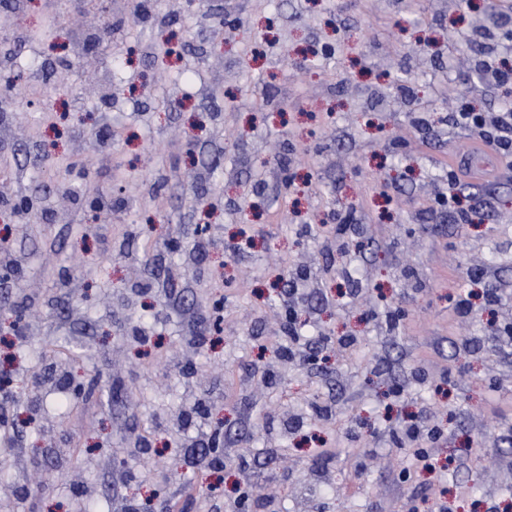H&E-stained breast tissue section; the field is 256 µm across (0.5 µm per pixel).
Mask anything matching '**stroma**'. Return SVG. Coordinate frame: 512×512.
<instances>
[{
  "mask_svg": "<svg viewBox=\"0 0 512 512\" xmlns=\"http://www.w3.org/2000/svg\"><path fill=\"white\" fill-rule=\"evenodd\" d=\"M460 2L210 0L206 15L174 16L172 42L133 18L106 53L77 44L100 21L74 0L21 18L26 82L0 112V195L29 194L35 169L54 188L86 168L87 197L112 206L94 224L86 200L52 199L51 218L24 224L0 207L26 271L0 295L34 314L26 341L0 344V373L21 387L0 399L14 428L0 512H126L150 493L231 512V491H206L231 478L255 487L250 512H432L439 499L507 512L512 341L492 325L512 318V167L453 189L448 171L477 149L451 113L497 112L506 92L476 64L512 60V0ZM202 112L189 156L181 133ZM451 190L470 222L439 205ZM344 212L359 242L345 253L330 228ZM154 216L177 251L151 246ZM475 272L500 300L463 315ZM292 287L307 349L356 346L321 367L278 358ZM217 310L222 332L191 347ZM52 363L88 395L34 386ZM314 397L332 419L307 410ZM398 407L443 431L438 470L406 484ZM219 416L225 464L203 472L186 458Z\"/></svg>",
  "mask_w": 512,
  "mask_h": 512,
  "instance_id": "stroma-1",
  "label": "stroma"
}]
</instances>
